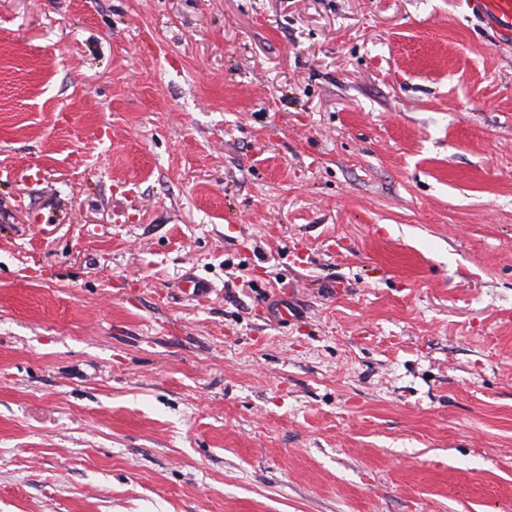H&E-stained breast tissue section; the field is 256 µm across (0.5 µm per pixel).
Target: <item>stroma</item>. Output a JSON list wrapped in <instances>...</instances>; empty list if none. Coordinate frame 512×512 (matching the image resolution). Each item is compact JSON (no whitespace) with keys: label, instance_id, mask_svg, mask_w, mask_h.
I'll return each instance as SVG.
<instances>
[{"label":"stroma","instance_id":"stroma-1","mask_svg":"<svg viewBox=\"0 0 512 512\" xmlns=\"http://www.w3.org/2000/svg\"><path fill=\"white\" fill-rule=\"evenodd\" d=\"M468 3L0 0V512H512Z\"/></svg>","mask_w":512,"mask_h":512}]
</instances>
